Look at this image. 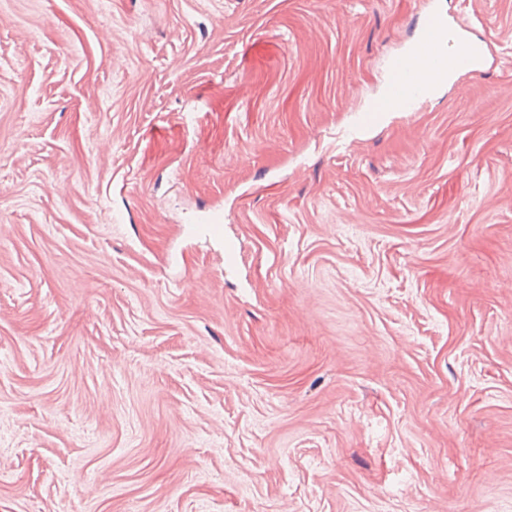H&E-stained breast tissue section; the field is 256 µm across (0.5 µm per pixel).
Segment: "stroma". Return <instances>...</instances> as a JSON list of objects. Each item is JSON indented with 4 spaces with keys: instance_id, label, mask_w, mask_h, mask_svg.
Wrapping results in <instances>:
<instances>
[{
    "instance_id": "obj_1",
    "label": "stroma",
    "mask_w": 512,
    "mask_h": 512,
    "mask_svg": "<svg viewBox=\"0 0 512 512\" xmlns=\"http://www.w3.org/2000/svg\"><path fill=\"white\" fill-rule=\"evenodd\" d=\"M0 512H512V0H0ZM468 33L463 20L429 13L418 45L409 54L394 60L393 78L379 111L394 104L406 112L416 111L417 105L448 75L481 72L488 60L486 48ZM198 224H205L209 235L224 243V261L232 262L235 248L233 243L224 241V218L209 209L202 210L198 216Z\"/></svg>"
}]
</instances>
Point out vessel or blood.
I'll use <instances>...</instances> for the list:
<instances>
[{"instance_id": "vessel-or-blood-1", "label": "vessel or blood", "mask_w": 512, "mask_h": 512, "mask_svg": "<svg viewBox=\"0 0 512 512\" xmlns=\"http://www.w3.org/2000/svg\"><path fill=\"white\" fill-rule=\"evenodd\" d=\"M487 60L484 43L470 38L463 20L428 14L418 45L409 54L395 59L391 66L393 78L384 104L415 111L447 77L479 73Z\"/></svg>"}]
</instances>
